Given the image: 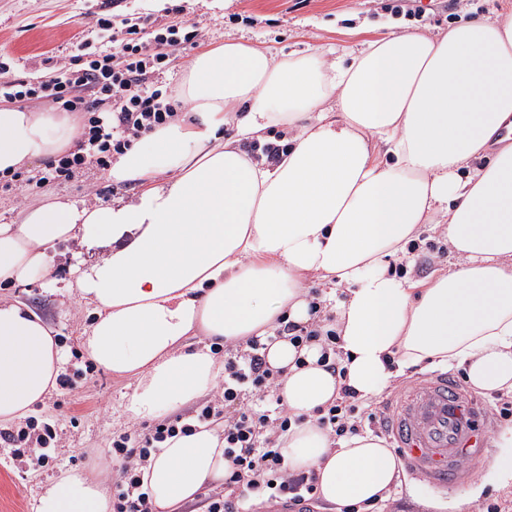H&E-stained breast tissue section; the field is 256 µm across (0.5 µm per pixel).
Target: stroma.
Returning a JSON list of instances; mask_svg holds the SVG:
<instances>
[{"label":"stroma","instance_id":"1","mask_svg":"<svg viewBox=\"0 0 512 512\" xmlns=\"http://www.w3.org/2000/svg\"><path fill=\"white\" fill-rule=\"evenodd\" d=\"M398 0H0V61L9 62L15 76L46 74L52 62L68 57L79 41L99 46L97 21L113 18L148 19L160 24L198 21L203 32L196 45L171 52L155 79L167 91L177 112H186L178 88L193 58L205 47L230 37L259 43L274 54H303L312 48L343 49L373 38L388 19L399 30L436 33L463 21L512 13V0H416L418 17L394 16ZM134 185H115L96 164H87L67 182L41 187L0 188V224L11 223L25 207L53 198L90 203L131 199ZM75 245L59 244L52 253L55 285L37 279L2 288L0 299L18 301L41 315L54 329L64 362L61 373L68 387L51 390L35 408V423L55 424L57 459L43 468L17 469L0 456V512H36L38 499L52 479L64 471H79L112 485V440L136 428L149 431L151 422H133L125 414L131 392L127 380L90 365L81 346V331L93 318L69 284ZM456 494L435 490L426 482L400 472L387 493L385 512H457Z\"/></svg>","mask_w":512,"mask_h":512}]
</instances>
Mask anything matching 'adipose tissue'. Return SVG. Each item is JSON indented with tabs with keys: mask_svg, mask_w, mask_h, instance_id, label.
<instances>
[{
	"mask_svg": "<svg viewBox=\"0 0 512 512\" xmlns=\"http://www.w3.org/2000/svg\"><path fill=\"white\" fill-rule=\"evenodd\" d=\"M180 94L187 118L156 127L108 171L138 186L133 202L52 199L0 224V286L55 282L59 243L104 248L75 280L96 310L83 349L135 381L126 412L153 420L217 386L212 343L271 335L283 318L307 324L306 281L317 277L345 373L324 366L321 343L269 345L295 419L280 452L289 471H315L324 502L385 498L398 474L390 448L367 433L331 441L317 422L341 385L372 400L429 362L512 393V146L488 150L512 120V14L435 35L388 31L330 63L230 37L194 58ZM273 126L289 128L287 146L274 163L252 160L246 145L267 143ZM81 134L69 113L0 105V174ZM427 226L456 261L420 284L392 264ZM195 336L206 345L191 347ZM62 362L45 320L0 301V425L44 401ZM231 469L219 428L200 424L166 439L141 477L156 512H175ZM37 512H112V500L67 471Z\"/></svg>",
	"mask_w": 512,
	"mask_h": 512,
	"instance_id": "adipose-tissue-1",
	"label": "adipose tissue"
}]
</instances>
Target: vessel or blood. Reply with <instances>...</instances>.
<instances>
[{
	"instance_id": "1",
	"label": "vessel or blood",
	"mask_w": 512,
	"mask_h": 512,
	"mask_svg": "<svg viewBox=\"0 0 512 512\" xmlns=\"http://www.w3.org/2000/svg\"><path fill=\"white\" fill-rule=\"evenodd\" d=\"M488 422L486 406L447 374L404 389L386 410L405 469L440 491L466 484L471 464L487 458Z\"/></svg>"
}]
</instances>
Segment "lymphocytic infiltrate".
<instances>
[{
	"mask_svg": "<svg viewBox=\"0 0 512 512\" xmlns=\"http://www.w3.org/2000/svg\"><path fill=\"white\" fill-rule=\"evenodd\" d=\"M107 31L108 49L85 51L76 44L69 59L53 63L43 80L7 78L0 82V97L15 102L45 99L83 120V138L76 151L58 155L44 168L22 179L25 187L68 181L88 163L109 167L135 141L156 127L173 121L176 112L151 76L166 58L169 48L195 44L201 34L199 23L148 28L143 23H126ZM269 339L250 337L246 342L224 347V379L213 401L190 418L175 417L157 424L146 434L127 432L112 442V455L120 462L112 473L113 512H153L139 468L151 448L195 425L224 417V455L233 469L225 478L224 497L211 498L207 512H247L253 499L285 508L286 512H313L316 500L315 472H289L277 446L291 419L276 394L280 371L265 359ZM318 424L330 438L341 439L376 430L381 423L380 407L362 405L350 386H342L333 404L318 408ZM56 432L52 424H27L16 430H1L0 441L7 456L44 467L54 459Z\"/></svg>",
	"mask_w": 512,
	"mask_h": 512,
	"instance_id": "obj_1",
	"label": "lymphocytic infiltrate"
}]
</instances>
